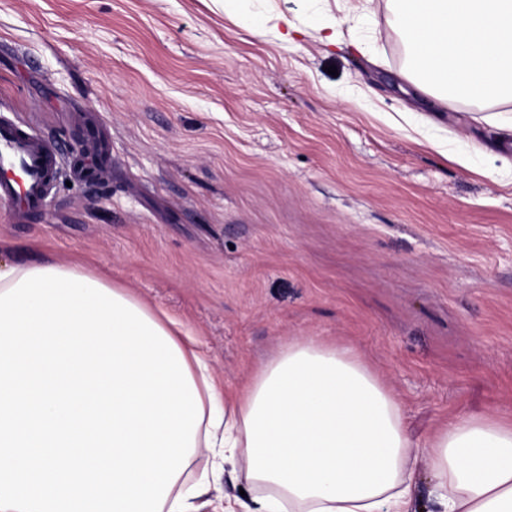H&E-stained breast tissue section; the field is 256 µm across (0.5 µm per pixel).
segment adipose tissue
Masks as SVG:
<instances>
[{
    "mask_svg": "<svg viewBox=\"0 0 512 512\" xmlns=\"http://www.w3.org/2000/svg\"><path fill=\"white\" fill-rule=\"evenodd\" d=\"M404 48L402 79L432 107L512 104V0H387ZM368 9L326 16L319 41H360ZM181 350L204 410L197 447L243 463L248 501L224 512H512V420L463 414L424 441L353 349L297 336L226 396L192 337L147 310ZM430 470L427 498L417 488Z\"/></svg>",
    "mask_w": 512,
    "mask_h": 512,
    "instance_id": "ef3b65f1",
    "label": "adipose tissue"
}]
</instances>
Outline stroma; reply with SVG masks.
<instances>
[{
	"instance_id": "obj_1",
	"label": "stroma",
	"mask_w": 512,
	"mask_h": 512,
	"mask_svg": "<svg viewBox=\"0 0 512 512\" xmlns=\"http://www.w3.org/2000/svg\"><path fill=\"white\" fill-rule=\"evenodd\" d=\"M0 0V118L59 168L42 210L0 201V260L80 261L196 336L235 393L296 336L353 347L415 439L512 417V177L485 156L508 106L417 130L402 45L327 47L316 0ZM337 75H329L328 66Z\"/></svg>"
}]
</instances>
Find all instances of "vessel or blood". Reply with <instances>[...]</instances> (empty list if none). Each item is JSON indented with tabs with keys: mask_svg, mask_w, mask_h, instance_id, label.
<instances>
[{
	"mask_svg": "<svg viewBox=\"0 0 512 512\" xmlns=\"http://www.w3.org/2000/svg\"><path fill=\"white\" fill-rule=\"evenodd\" d=\"M56 168V156L44 140L0 121V200L25 213L40 210Z\"/></svg>",
	"mask_w": 512,
	"mask_h": 512,
	"instance_id": "1",
	"label": "vessel or blood"
}]
</instances>
